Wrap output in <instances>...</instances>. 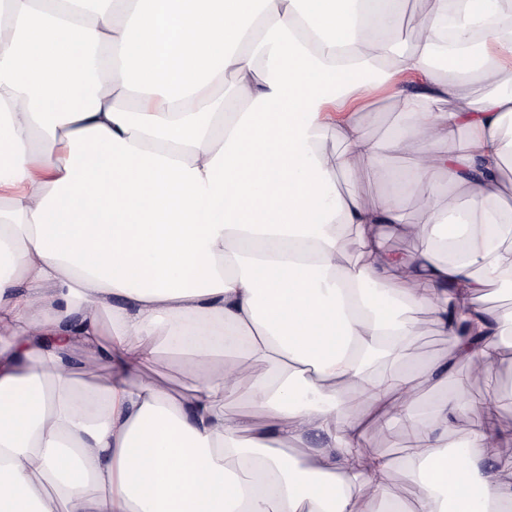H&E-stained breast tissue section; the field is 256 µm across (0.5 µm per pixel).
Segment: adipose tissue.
I'll list each match as a JSON object with an SVG mask.
<instances>
[{"label": "adipose tissue", "mask_w": 512, "mask_h": 512, "mask_svg": "<svg viewBox=\"0 0 512 512\" xmlns=\"http://www.w3.org/2000/svg\"><path fill=\"white\" fill-rule=\"evenodd\" d=\"M86 1L0 0V512H378L394 462L357 449L395 421L419 446L391 512H512V436L479 410L452 453L458 398L411 409L506 348L480 301L512 277V89L472 79L512 76L507 0H416L408 45L403 0ZM385 96L414 119L391 148L446 152L387 171L359 121ZM405 191L428 199L413 223ZM414 307L448 349L402 374ZM162 345L239 356L178 392ZM239 397L255 416H225Z\"/></svg>", "instance_id": "1"}]
</instances>
